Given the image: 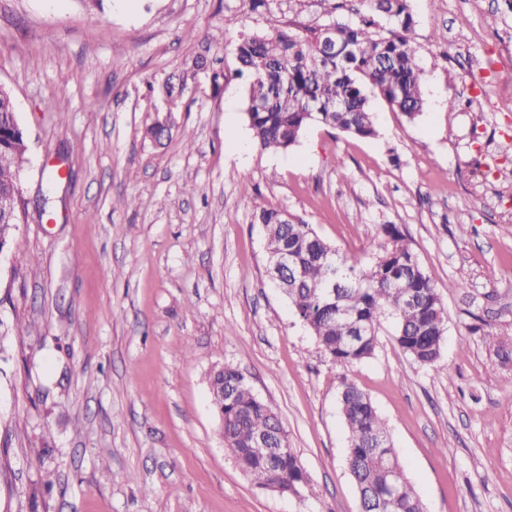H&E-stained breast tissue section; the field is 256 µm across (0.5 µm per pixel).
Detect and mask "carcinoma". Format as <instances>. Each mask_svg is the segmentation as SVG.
I'll list each match as a JSON object with an SVG mask.
<instances>
[{"label": "carcinoma", "instance_id": "1", "mask_svg": "<svg viewBox=\"0 0 512 512\" xmlns=\"http://www.w3.org/2000/svg\"><path fill=\"white\" fill-rule=\"evenodd\" d=\"M353 23L335 20L302 32L278 30L243 34L237 42L240 72L251 78L247 108L255 145L286 152L309 125L320 123L360 138L377 136L369 91L414 121L423 109L418 48L409 0H368ZM396 19L389 30L375 17ZM289 82L292 95L278 93ZM11 95H0V188L12 189L27 151L26 135L7 124ZM272 257L285 249L300 268L297 282L275 275L295 315L339 366L374 356L383 322L394 321V340L414 362L437 366L447 331L446 311L430 275L396 224H382L371 242L367 263L338 254L303 219L274 208L258 215ZM336 282V297L323 292ZM210 393L224 415V445L258 487L290 494L306 483V473L289 448L276 412L260 400L233 366L212 373ZM339 409L348 432V470L358 492L389 503L388 512H424L399 462L385 422L370 398L346 382ZM265 440L272 456L256 450Z\"/></svg>", "mask_w": 512, "mask_h": 512}]
</instances>
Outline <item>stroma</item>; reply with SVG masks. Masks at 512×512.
I'll list each match as a JSON object with an SVG mask.
<instances>
[{"instance_id":"stroma-1","label":"stroma","mask_w":512,"mask_h":512,"mask_svg":"<svg viewBox=\"0 0 512 512\" xmlns=\"http://www.w3.org/2000/svg\"><path fill=\"white\" fill-rule=\"evenodd\" d=\"M333 2L0 0V86L28 144L0 256V512H358L346 382L425 512H512V5L410 0L421 117L374 96L376 138L312 125L261 151L239 35L327 24ZM264 208L360 259L399 225L447 312L442 373L389 322L372 358L335 365L268 273ZM218 364L279 416L298 494L226 450Z\"/></svg>"}]
</instances>
